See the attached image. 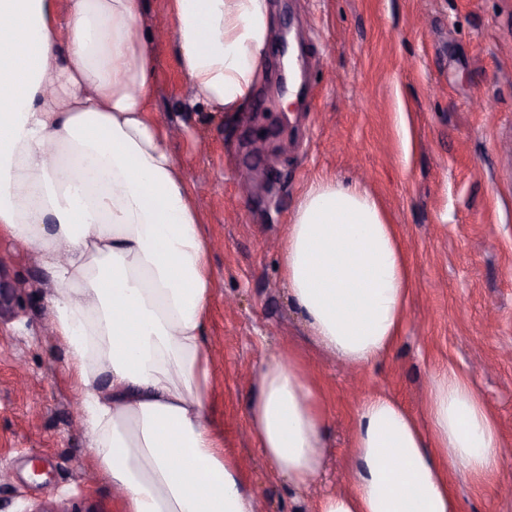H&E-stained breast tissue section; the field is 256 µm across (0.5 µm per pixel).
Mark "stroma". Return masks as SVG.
I'll return each instance as SVG.
<instances>
[{
  "mask_svg": "<svg viewBox=\"0 0 512 512\" xmlns=\"http://www.w3.org/2000/svg\"><path fill=\"white\" fill-rule=\"evenodd\" d=\"M276 31L304 49L306 90L287 106L288 75L269 40L248 111L191 100L173 41L157 48L155 104L174 124L181 172L210 186L199 201L216 288L208 344L211 401L224 450L257 512H311L246 428V368L285 346L302 353L330 413L321 492L341 489L360 396L385 391L422 413L432 377L467 378L507 451L490 476L451 475L461 512H512V0H270ZM317 176L360 184L398 224L412 294L395 348L352 369L308 336L288 296L278 243ZM0 512L50 502L59 512H115L95 475L65 347L44 308L33 255L0 240Z\"/></svg>",
  "mask_w": 512,
  "mask_h": 512,
  "instance_id": "stroma-1",
  "label": "stroma"
}]
</instances>
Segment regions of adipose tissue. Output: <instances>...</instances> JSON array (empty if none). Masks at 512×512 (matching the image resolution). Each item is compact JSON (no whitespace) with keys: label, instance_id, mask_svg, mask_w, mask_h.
<instances>
[{"label":"adipose tissue","instance_id":"adipose-tissue-1","mask_svg":"<svg viewBox=\"0 0 512 512\" xmlns=\"http://www.w3.org/2000/svg\"><path fill=\"white\" fill-rule=\"evenodd\" d=\"M194 99L246 111L274 30L268 0H168ZM158 24L145 0H0V238L34 254L66 345L95 465L118 512H256L212 412L213 242L154 105ZM282 274L314 342L361 368L398 340L411 291L395 224L358 185L299 198ZM247 428L294 491L324 470L329 413L305 360L251 370ZM502 454L469 381L437 375L423 415L376 392L357 406L343 490L317 512H458L449 475Z\"/></svg>","mask_w":512,"mask_h":512}]
</instances>
